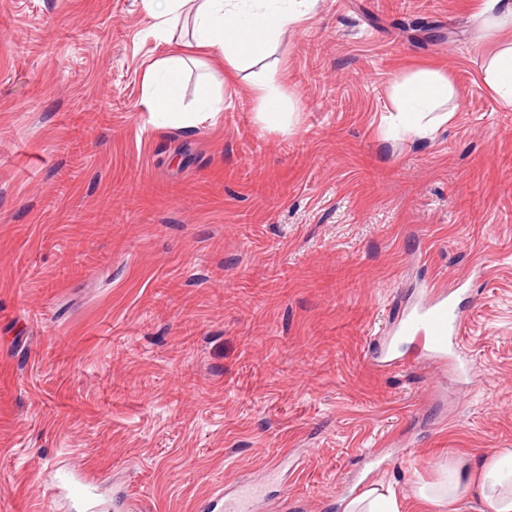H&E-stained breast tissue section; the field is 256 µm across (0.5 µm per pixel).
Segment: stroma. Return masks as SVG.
Here are the masks:
<instances>
[{
  "label": "stroma",
  "instance_id": "obj_1",
  "mask_svg": "<svg viewBox=\"0 0 512 512\" xmlns=\"http://www.w3.org/2000/svg\"><path fill=\"white\" fill-rule=\"evenodd\" d=\"M484 0H316L220 111L157 125L167 46L142 0H0V512H205L258 480L255 512H342L512 448V106L485 80L512 29ZM448 75L454 115L391 136L395 88ZM272 73L294 116L261 122ZM487 270L467 307L475 375L398 341L426 284ZM380 459L371 463L367 449ZM483 32L491 37L502 29L512 28V4L506 0H487L482 10ZM343 512H400L401 506L395 492L383 486H371L361 495L348 501Z\"/></svg>",
  "mask_w": 512,
  "mask_h": 512
}]
</instances>
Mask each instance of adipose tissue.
<instances>
[{"label":"adipose tissue","instance_id":"adipose-tissue-1","mask_svg":"<svg viewBox=\"0 0 512 512\" xmlns=\"http://www.w3.org/2000/svg\"><path fill=\"white\" fill-rule=\"evenodd\" d=\"M310 2L142 0L155 32L171 45L169 52L144 75V93L152 118L166 126L191 129L219 111V101L207 80L196 86L194 108L183 107L185 57L183 44L172 41L176 29L190 24V35L197 49L222 57L228 67L238 70L264 58L277 37L306 16ZM397 91L400 98L397 122L404 133L426 137L448 122L450 115L442 110L451 95L446 76L422 71L399 84ZM474 471L480 477L479 512H512V448L494 450L475 468L468 460H460L449 470L447 480L422 487L420 494L436 503L460 500Z\"/></svg>","mask_w":512,"mask_h":512}]
</instances>
